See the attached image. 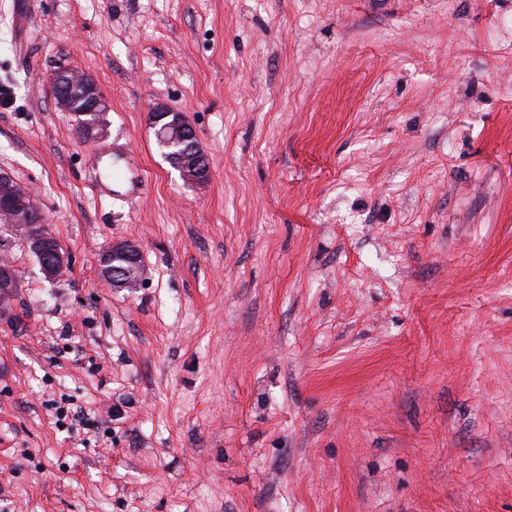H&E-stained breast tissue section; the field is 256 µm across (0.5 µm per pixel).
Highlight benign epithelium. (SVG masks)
<instances>
[{
	"label": "benign epithelium",
	"instance_id": "1",
	"mask_svg": "<svg viewBox=\"0 0 512 512\" xmlns=\"http://www.w3.org/2000/svg\"><path fill=\"white\" fill-rule=\"evenodd\" d=\"M62 83H78L83 85L90 99L89 111L105 113L108 110V101L97 82L90 75L79 73L73 69H62L55 78L54 85ZM152 124L156 128L157 143L161 150L169 147L184 145L175 164L180 178L185 182H199L208 175V164L194 135L191 126L180 112L171 111L165 107H158L152 113ZM32 199L30 192L21 186L15 178L6 171L0 172V213L5 214L15 210L24 201ZM17 226L30 244L32 250L39 256L40 269L48 280L56 279L66 265L65 254L57 247L45 248L46 237L42 235V225L30 223V219L17 222ZM112 257H119L125 262L123 266H112L102 269L105 280L112 281V286L118 288H132L137 285L143 275L139 250L130 242H118L112 245ZM17 281L9 262L0 263V298L11 297Z\"/></svg>",
	"mask_w": 512,
	"mask_h": 512
}]
</instances>
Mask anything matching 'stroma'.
<instances>
[{
    "instance_id": "stroma-1",
    "label": "stroma",
    "mask_w": 512,
    "mask_h": 512,
    "mask_svg": "<svg viewBox=\"0 0 512 512\" xmlns=\"http://www.w3.org/2000/svg\"><path fill=\"white\" fill-rule=\"evenodd\" d=\"M1 170L67 265L0 225V512H512V0H0ZM54 85L61 83H78L83 85L90 99L88 112H102L105 114L108 110V101L102 91L99 90L97 82L90 75L79 73L73 69L63 68L54 80ZM152 124L156 128L157 143L161 151L186 144L178 163L175 164L180 178L185 182H199L208 175V164L197 142L191 134V126L180 112L158 107L152 113ZM190 142V143H189ZM30 223V211L27 213L25 220L18 221L16 226H19L21 232L30 244L32 250L39 256L40 269L44 277L48 280L56 279L66 265V256L58 248L59 243L57 239L52 235L51 232H47L50 240L55 246L51 249H46V237L42 235V227L44 224H29ZM116 257L121 258L125 266H115L113 258ZM106 259L112 268H103L102 274L106 281H112V287L133 288L142 278L143 269L136 245L130 242L115 243L103 255L102 262Z\"/></svg>"
}]
</instances>
